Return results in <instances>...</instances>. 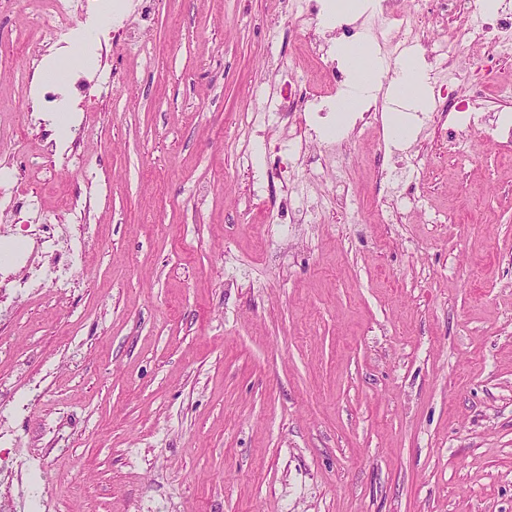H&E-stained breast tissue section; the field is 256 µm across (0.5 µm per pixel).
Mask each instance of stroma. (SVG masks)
I'll list each match as a JSON object with an SVG mask.
<instances>
[{"label": "stroma", "mask_w": 512, "mask_h": 512, "mask_svg": "<svg viewBox=\"0 0 512 512\" xmlns=\"http://www.w3.org/2000/svg\"><path fill=\"white\" fill-rule=\"evenodd\" d=\"M117 1L57 45L0 0V267L69 270L0 290V429L55 512H512V143L457 145L432 97L403 139L309 135L264 105L347 87L321 19ZM470 57L462 94L512 111V55ZM54 275V279L65 285L68 281V269L67 268H49L42 269L41 266H36L29 269L25 278L19 281L16 288H20L19 291H27L29 288L39 287L46 277Z\"/></svg>", "instance_id": "obj_1"}]
</instances>
